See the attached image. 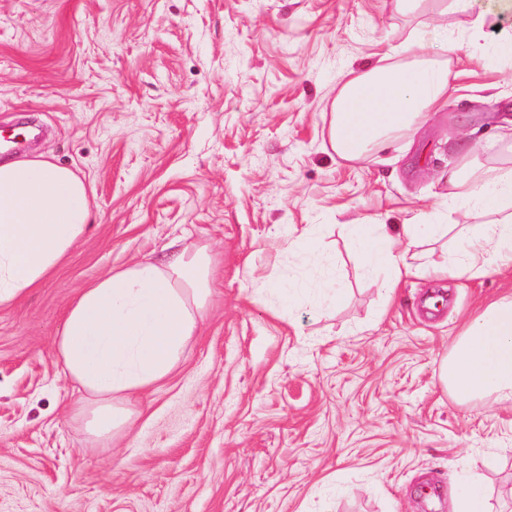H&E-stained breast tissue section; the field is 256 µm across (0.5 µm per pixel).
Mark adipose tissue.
Instances as JSON below:
<instances>
[{
    "label": "adipose tissue",
    "instance_id": "obj_1",
    "mask_svg": "<svg viewBox=\"0 0 512 512\" xmlns=\"http://www.w3.org/2000/svg\"><path fill=\"white\" fill-rule=\"evenodd\" d=\"M405 61L382 58L348 73L333 103L329 130L336 154L360 161L375 147L420 129L448 99L449 61L429 51L420 29ZM448 175L454 197L477 224L350 225L368 272H383L394 292L413 268L411 246L451 235L461 255L446 272L471 278L512 269V145L490 165L471 162ZM90 220L88 188L71 169L41 157L0 162V308L19 303L52 277ZM207 246L162 260L115 268L82 288L67 306L54 354L81 392L75 414L88 434L108 441L123 431L142 395L169 378L196 336L214 295ZM440 379L462 403L486 396L512 401V294L463 325L440 365Z\"/></svg>",
    "mask_w": 512,
    "mask_h": 512
}]
</instances>
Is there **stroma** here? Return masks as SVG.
Returning <instances> with one entry per match:
<instances>
[{"mask_svg": "<svg viewBox=\"0 0 512 512\" xmlns=\"http://www.w3.org/2000/svg\"><path fill=\"white\" fill-rule=\"evenodd\" d=\"M481 23L483 40L466 37ZM423 25L449 53L448 102L367 159L329 140L342 72ZM512 13L423 0H0V130L89 184L93 222L57 273L0 309V512H448L481 480L512 512V402L455 401L439 365L512 271L449 279V239L417 246L395 295L347 227L468 222L454 146L512 138ZM317 225L303 254L294 229ZM209 246L216 294L177 370L112 443H92L53 356L64 311L170 243Z\"/></svg>", "mask_w": 512, "mask_h": 512, "instance_id": "1", "label": "stroma"}]
</instances>
